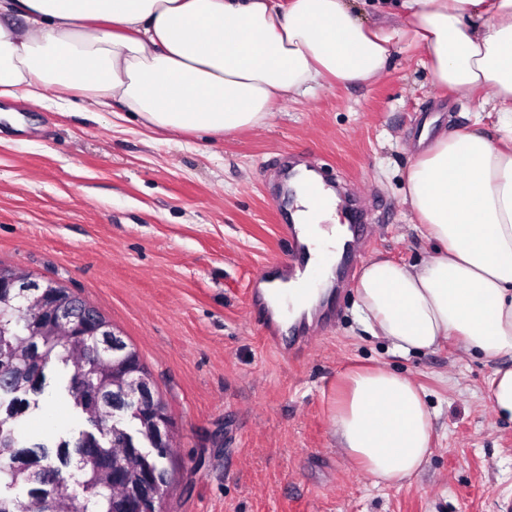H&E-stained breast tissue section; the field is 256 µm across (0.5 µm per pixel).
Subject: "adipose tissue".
<instances>
[{"mask_svg": "<svg viewBox=\"0 0 512 512\" xmlns=\"http://www.w3.org/2000/svg\"><path fill=\"white\" fill-rule=\"evenodd\" d=\"M416 51L434 84L496 112L503 136L443 131L414 154L403 200L433 249L369 261L358 318L395 352L452 342L492 363L487 398L512 423V0H0V98L63 110L79 90L186 134L263 127L288 96L370 82ZM315 181L295 179L294 219L312 244L308 272L328 282L351 234L332 221L333 191L314 201ZM261 288L286 326L319 298L276 275ZM331 421L376 486H402L431 451L425 391L385 367L351 373Z\"/></svg>", "mask_w": 512, "mask_h": 512, "instance_id": "obj_1", "label": "adipose tissue"}]
</instances>
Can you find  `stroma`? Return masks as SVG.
I'll return each instance as SVG.
<instances>
[{
  "label": "stroma",
  "mask_w": 512,
  "mask_h": 512,
  "mask_svg": "<svg viewBox=\"0 0 512 512\" xmlns=\"http://www.w3.org/2000/svg\"><path fill=\"white\" fill-rule=\"evenodd\" d=\"M422 60L288 99L266 128L217 137L152 133L78 91L65 111L0 98V268L61 283L137 351L174 422L164 512H496L512 494V424L486 398L492 364L452 343L394 353L359 324L354 274L278 346L253 309L289 253L292 157L379 207L369 238L350 244L361 262L426 253L402 193L421 131L492 135L497 115L434 85ZM374 365L410 374L429 401V461L399 488L373 485L332 430L345 373ZM86 426L48 399L20 419L31 438Z\"/></svg>",
  "instance_id": "stroma-1"
}]
</instances>
